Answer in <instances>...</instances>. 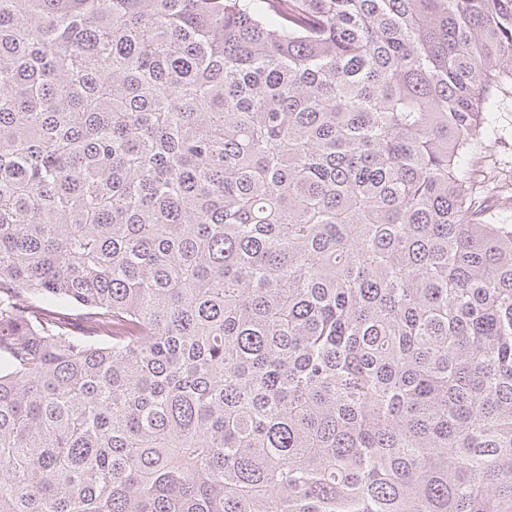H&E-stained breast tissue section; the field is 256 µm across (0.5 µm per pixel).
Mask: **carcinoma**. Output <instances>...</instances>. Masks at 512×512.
Masks as SVG:
<instances>
[{
	"label": "carcinoma",
	"instance_id": "1",
	"mask_svg": "<svg viewBox=\"0 0 512 512\" xmlns=\"http://www.w3.org/2000/svg\"><path fill=\"white\" fill-rule=\"evenodd\" d=\"M512 0H0V512H512ZM498 123L500 140L486 153V161L497 170L512 171V85H503L498 92Z\"/></svg>",
	"mask_w": 512,
	"mask_h": 512
}]
</instances>
